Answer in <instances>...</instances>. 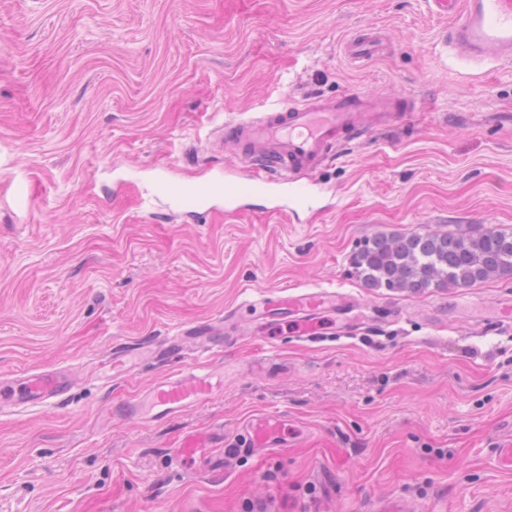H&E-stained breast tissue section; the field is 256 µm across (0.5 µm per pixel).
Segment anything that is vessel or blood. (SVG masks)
<instances>
[{"label": "vessel or blood", "instance_id": "b4317fda", "mask_svg": "<svg viewBox=\"0 0 512 512\" xmlns=\"http://www.w3.org/2000/svg\"><path fill=\"white\" fill-rule=\"evenodd\" d=\"M433 13L448 16L451 24L442 48L457 61L476 64H512V0H428ZM379 31L363 29L346 44L347 55L364 61L379 55ZM417 100L399 102L393 95L367 98L358 94L320 95L271 105L255 116H236L219 128L217 146L231 164L247 170L244 180L227 183L224 208L235 213L245 199L259 197L272 213L299 216L309 212L317 195L327 193L319 175L342 146L406 121L417 111ZM358 297L330 288H245L239 303L226 306L210 321L185 327L166 337L152 357L192 354V367L154 381L145 390L112 404V418L161 422L212 401L224 389V369L211 360L233 338L247 336L268 348L281 337L308 341L319 336H356L363 324L350 320L360 307ZM131 351H114L108 367L112 378L133 372ZM73 386L72 377L57 369H36L0 379V412L51 408L62 402ZM301 427L277 411L245 420L235 448L252 454L293 446ZM209 444L197 435L184 436L177 448L180 459L207 454Z\"/></svg>", "mask_w": 512, "mask_h": 512}]
</instances>
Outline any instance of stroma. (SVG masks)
I'll use <instances>...</instances> for the list:
<instances>
[{"instance_id": "35a3bbf8", "label": "stroma", "mask_w": 512, "mask_h": 512, "mask_svg": "<svg viewBox=\"0 0 512 512\" xmlns=\"http://www.w3.org/2000/svg\"><path fill=\"white\" fill-rule=\"evenodd\" d=\"M426 0H0V374L70 365L51 409L0 417V512H512V327L467 328L469 288H365L351 258L376 233H512V66L449 63ZM384 50L351 62L356 31ZM414 97L415 129L341 151L332 208L298 223L158 193L223 180L225 118L288 96ZM335 287L395 303L367 334L216 355L224 391L169 421L112 422L113 398L182 366L104 388L86 359L167 335L245 287ZM280 411L301 444L241 457L237 423ZM223 432V463L175 462L182 435Z\"/></svg>"}]
</instances>
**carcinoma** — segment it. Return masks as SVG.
<instances>
[{"label": "carcinoma", "mask_w": 512, "mask_h": 512, "mask_svg": "<svg viewBox=\"0 0 512 512\" xmlns=\"http://www.w3.org/2000/svg\"><path fill=\"white\" fill-rule=\"evenodd\" d=\"M352 262L367 288L408 293L467 288L512 275V234L493 229L407 237L377 234L365 240Z\"/></svg>", "instance_id": "obj_1"}]
</instances>
